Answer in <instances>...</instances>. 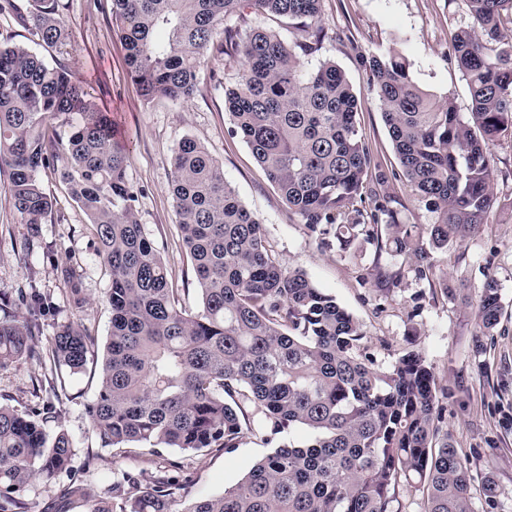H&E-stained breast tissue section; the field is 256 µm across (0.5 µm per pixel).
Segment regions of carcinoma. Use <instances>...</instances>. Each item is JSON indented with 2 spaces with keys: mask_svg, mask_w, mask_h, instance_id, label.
Segmentation results:
<instances>
[{
  "mask_svg": "<svg viewBox=\"0 0 512 512\" xmlns=\"http://www.w3.org/2000/svg\"><path fill=\"white\" fill-rule=\"evenodd\" d=\"M33 33L66 45L60 0H32ZM127 54L128 75L145 101L190 97L201 58L242 60L224 88L232 132L240 135L288 208L309 233L344 250L374 240L365 220L371 157L356 115L358 97L331 60L307 70L301 57L327 36L321 0H110ZM469 26L454 37V61L471 107L462 113L415 82L399 53L362 57L383 119L412 191L431 221L402 224L389 208V177L375 166L371 191L386 238L377 252L396 258L419 280L448 292L434 254L486 223L494 198L491 147L512 133V0H466ZM254 9L288 21L286 42L264 28L247 34L221 21ZM70 127L56 137L50 122ZM128 149L93 88L73 81L22 44H0V168L31 236L53 211L40 172L53 169L85 212L97 256L109 276L111 327L89 416L100 446L228 453L245 435L268 442L302 426L301 445L274 449L224 493L184 512H401L399 498L418 490L423 512H473L469 462L445 424L433 367L408 351L389 367L365 351L363 325L300 270L266 247L263 226L224 181V171L196 141L172 157L170 192L188 252L198 305L186 308L157 247L143 233L137 194L126 179ZM374 284L400 285L401 271L373 266ZM31 319L0 322V365L31 352L47 297L19 289ZM496 279L479 289L475 319L491 335L501 316ZM92 339L78 322L49 342L55 368L82 372ZM42 413L0 404V512H25L12 493L63 470L75 452L70 436L49 435ZM140 475L125 473L104 496L68 488L89 512H174L177 477L159 476L134 497Z\"/></svg>",
  "mask_w": 512,
  "mask_h": 512,
  "instance_id": "cac0c4a2",
  "label": "carcinoma"
}]
</instances>
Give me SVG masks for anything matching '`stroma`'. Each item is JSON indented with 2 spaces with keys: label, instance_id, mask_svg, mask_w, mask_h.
Returning a JSON list of instances; mask_svg holds the SVG:
<instances>
[{
  "label": "stroma",
  "instance_id": "obj_1",
  "mask_svg": "<svg viewBox=\"0 0 512 512\" xmlns=\"http://www.w3.org/2000/svg\"><path fill=\"white\" fill-rule=\"evenodd\" d=\"M12 2V8L0 10V42L23 44L48 63L65 67L72 80L88 83L99 106L120 128L129 145L126 178L138 195L139 222L163 255L171 285L185 289V305L194 307L196 294L169 184L172 154L190 138L223 167L225 181L261 220L272 254L285 267L306 273L363 324L365 346L377 365L390 366L407 350L423 354L439 385L450 391L446 423L455 446L471 465L474 512H512V137H502L493 149L496 202L488 224L436 259L449 284H465L472 298L486 275L496 278L502 315L493 334L484 337L473 307L432 291L427 281L413 274L403 273L397 288H376L367 278L374 245L349 255L338 244L322 245L311 236L232 131L224 110V87L241 74V65L204 57L190 98L148 103L127 72L126 50L109 0H61L60 18L71 35L64 50L45 45L22 24L30 0ZM322 22L327 30L323 46L303 64L312 69L330 60L345 72L358 95L357 121L372 159L386 170L397 173L399 162L362 56L404 54L420 86L450 97L458 111H469L468 87L452 54L455 32L471 22L465 0H322ZM7 183V173H0V293L31 288L49 296L51 304L40 319L32 355L0 366V402L22 412L53 405L47 432L66 431L76 445L66 470L48 481L33 480L19 491L28 512H88L82 501L61 504V491L76 481L97 493L121 473L142 471L150 476L171 462L179 466L177 512L237 483L273 451V444L248 435L230 453L165 448L157 454L137 443L100 447L87 408L97 393V363L105 351L111 309L106 297L109 277L96 256V239L66 185L48 170L42 183L53 200V211L41 225L28 260L19 261L29 229L11 205ZM392 195V207L403 223L430 221L425 203L398 173ZM64 264L75 273L83 308L74 306L70 285L59 277ZM73 321L82 323L92 336L93 360L82 373L58 377L50 372L47 347L58 327ZM489 475L499 486L491 504L482 491Z\"/></svg>",
  "mask_w": 512,
  "mask_h": 512
}]
</instances>
